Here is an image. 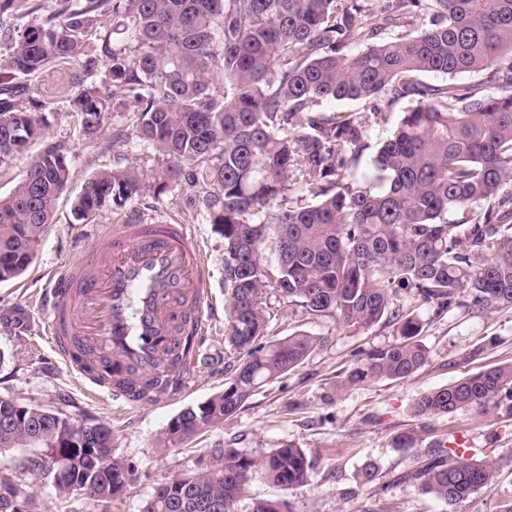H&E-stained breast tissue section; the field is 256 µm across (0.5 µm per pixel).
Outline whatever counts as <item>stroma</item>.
<instances>
[{
    "label": "stroma",
    "mask_w": 512,
    "mask_h": 512,
    "mask_svg": "<svg viewBox=\"0 0 512 512\" xmlns=\"http://www.w3.org/2000/svg\"><path fill=\"white\" fill-rule=\"evenodd\" d=\"M91 77L81 62L59 60L33 80L50 116L28 156L0 168V196H7L20 178L29 156L50 143L65 141L73 170L69 189L60 197L46 224L36 257L21 276L0 283V398L14 399L61 412L74 420L102 424L112 430V448L132 471L125 491L109 512H139L162 481L205 468L219 448L259 452L288 441L304 448L314 463L308 485L285 492L260 480L246 488L247 498L282 496L291 512H452L447 505L422 495L402 482L413 450L394 447L397 435L457 442L473 451L475 459L500 464L497 482L460 504L453 512H499L512 501V418L482 416L466 410L434 419H417L412 403L422 392L446 385L488 367L512 363V310L483 313L452 307L437 314L413 297L402 296L422 324L421 339L429 349L427 363L400 381H380L345 392L335 384L357 360L359 352L384 347L400 339L396 325L380 321L368 330L352 333L331 319H309L299 307L272 303L270 330L282 337L304 330L325 343L298 369L258 391L245 407L222 427L194 436L176 451H159L155 443L168 422L183 408L202 402L224 387V242L201 214L185 205L180 193L154 201L153 216L192 225L209 262L208 296L211 313L191 389L161 405L146 403L127 410L103 399L89 398L74 375L58 359L48 339L47 317L40 297L53 285V275L75 261L87 229L76 221L71 201L92 173L133 165L145 181L157 178L162 163L140 148H113L112 136L122 130L107 119L94 139L82 132L81 117L69 101ZM378 467L377 480L359 485L357 475L366 465ZM0 476L32 492L39 512H94L82 495H59L52 474H30L25 455L0 452Z\"/></svg>",
    "instance_id": "stroma-1"
}]
</instances>
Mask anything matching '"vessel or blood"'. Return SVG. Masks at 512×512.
Here are the masks:
<instances>
[{
    "label": "vessel or blood",
    "instance_id": "1",
    "mask_svg": "<svg viewBox=\"0 0 512 512\" xmlns=\"http://www.w3.org/2000/svg\"><path fill=\"white\" fill-rule=\"evenodd\" d=\"M209 275L191 225H94L91 248L57 274L44 300L51 342L66 365H93L113 402H164L195 377L183 337L204 330Z\"/></svg>",
    "mask_w": 512,
    "mask_h": 512
}]
</instances>
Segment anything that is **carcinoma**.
I'll list each match as a JSON object with an SVG mask.
<instances>
[{
	"instance_id": "1",
	"label": "carcinoma",
	"mask_w": 512,
	"mask_h": 512,
	"mask_svg": "<svg viewBox=\"0 0 512 512\" xmlns=\"http://www.w3.org/2000/svg\"><path fill=\"white\" fill-rule=\"evenodd\" d=\"M44 22L13 30L0 53V168L24 154L47 124L32 77L57 59L97 64L121 98L89 84L70 100L95 138L107 115L162 161L149 184L138 168L93 173L73 199L78 220L129 208L174 189L224 240V335L236 353L224 390L180 411L157 438L175 449L224 425L267 383L304 364L323 338L269 337L270 299L352 332L381 320L402 340L363 352L336 390L402 380L428 358L409 294L447 309L460 293L474 312L512 309V0H55ZM33 0H0V14L28 15ZM415 16L420 29L404 30ZM112 18L124 34L95 28ZM487 73L495 92L476 97L424 81ZM411 98L369 159L367 121L322 108L364 101L387 124ZM72 181L64 143L30 160L0 198V282L32 264L57 202ZM272 241L274 263L262 260ZM471 410L512 415V365L480 371L421 394L417 418ZM71 462L62 496L104 508L131 476L112 450V431L33 404L0 398V451ZM313 469L291 442L254 455L220 448L206 468L156 485L140 512H239L255 478L281 490L307 484ZM494 460L428 442L400 480L454 507L498 476ZM247 512H290L281 498Z\"/></svg>"
}]
</instances>
